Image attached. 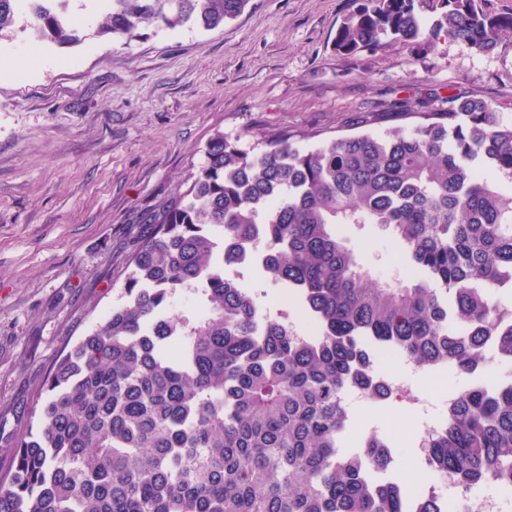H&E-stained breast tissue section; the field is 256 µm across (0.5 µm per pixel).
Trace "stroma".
Instances as JSON below:
<instances>
[{
    "mask_svg": "<svg viewBox=\"0 0 512 512\" xmlns=\"http://www.w3.org/2000/svg\"><path fill=\"white\" fill-rule=\"evenodd\" d=\"M349 0H252L214 30L140 27L105 51L95 29L73 47L23 53L19 32L0 39V476L28 431L20 407L49 368L122 301L143 212L165 203L204 160L215 132L254 145L262 134H350L385 102L434 91L485 100L512 121V36L478 54L438 41L339 55L332 48ZM340 235L377 280L401 275L402 248L372 227ZM297 331L308 325L284 288L241 269ZM512 364L484 368L494 384ZM474 377L419 378L445 399ZM343 452L381 431L398 448L382 477L410 489L434 474L413 455L421 418L403 402L351 410Z\"/></svg>",
    "mask_w": 512,
    "mask_h": 512,
    "instance_id": "stroma-1",
    "label": "stroma"
}]
</instances>
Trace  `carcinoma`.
Listing matches in <instances>:
<instances>
[{"mask_svg": "<svg viewBox=\"0 0 512 512\" xmlns=\"http://www.w3.org/2000/svg\"><path fill=\"white\" fill-rule=\"evenodd\" d=\"M41 0H0V38L29 14L40 43L68 47L82 28L112 40L141 25L212 30L250 0H97L101 17ZM512 13L477 0H350L342 55L390 41L413 51L444 37L491 54ZM448 108L399 98L411 127L337 135L314 148L267 133L256 146L216 132L190 185L140 217L123 302L50 368L22 410L35 426L0 478V512H410L406 487L372 484L392 458L367 437L339 451L343 392L389 398L383 348L471 375L488 340L512 363V121L481 98ZM373 224L405 250L407 275L380 282L336 232ZM259 273L296 291L317 333L302 337L224 278L246 245ZM202 307L172 313L180 293ZM427 466L464 491L512 484V378L451 398Z\"/></svg>", "mask_w": 512, "mask_h": 512, "instance_id": "cac0c4a2", "label": "carcinoma"}]
</instances>
